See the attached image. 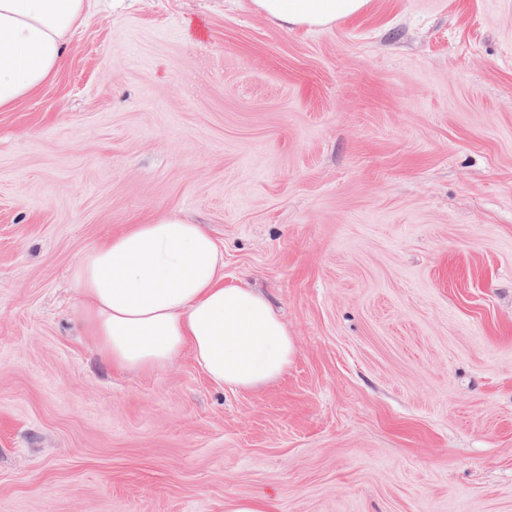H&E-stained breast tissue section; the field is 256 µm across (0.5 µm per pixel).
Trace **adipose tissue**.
Wrapping results in <instances>:
<instances>
[{
	"label": "adipose tissue",
	"mask_w": 512,
	"mask_h": 512,
	"mask_svg": "<svg viewBox=\"0 0 512 512\" xmlns=\"http://www.w3.org/2000/svg\"><path fill=\"white\" fill-rule=\"evenodd\" d=\"M368 0H254L290 26L323 27ZM86 0H0V109L59 69ZM71 280L78 315L112 366L155 371L191 352L210 380L248 391L281 376L295 346L269 301L224 281V253L201 225L157 218L87 249Z\"/></svg>",
	"instance_id": "1"
}]
</instances>
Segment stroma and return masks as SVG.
I'll return each mask as SVG.
<instances>
[{
	"instance_id": "stroma-1",
	"label": "stroma",
	"mask_w": 512,
	"mask_h": 512,
	"mask_svg": "<svg viewBox=\"0 0 512 512\" xmlns=\"http://www.w3.org/2000/svg\"><path fill=\"white\" fill-rule=\"evenodd\" d=\"M177 214L295 353L102 360L71 270ZM512 512V0H89L0 110V512ZM368 0H254L267 17L290 26L323 27L360 14ZM267 498L231 499L224 503L225 512H271Z\"/></svg>"
}]
</instances>
